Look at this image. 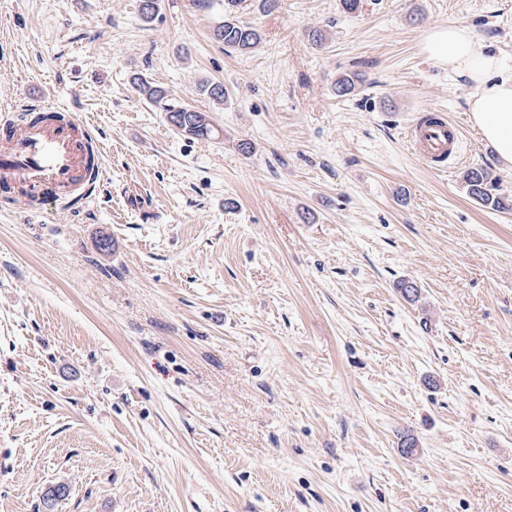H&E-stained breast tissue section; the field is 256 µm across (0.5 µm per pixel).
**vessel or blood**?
I'll use <instances>...</instances> for the list:
<instances>
[{"label":"vessel or blood","instance_id":"obj_1","mask_svg":"<svg viewBox=\"0 0 512 512\" xmlns=\"http://www.w3.org/2000/svg\"><path fill=\"white\" fill-rule=\"evenodd\" d=\"M405 136L425 167L444 173L462 127L432 113L409 122ZM101 173L93 129L53 101L0 116V205L19 204L32 213L87 205L96 199Z\"/></svg>","mask_w":512,"mask_h":512}]
</instances>
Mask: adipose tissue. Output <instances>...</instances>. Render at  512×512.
Segmentation results:
<instances>
[{
  "label": "adipose tissue",
  "instance_id": "adipose-tissue-1",
  "mask_svg": "<svg viewBox=\"0 0 512 512\" xmlns=\"http://www.w3.org/2000/svg\"><path fill=\"white\" fill-rule=\"evenodd\" d=\"M423 50L449 73L466 79L472 125L500 161L512 165V53L485 47L474 27L459 23L430 30Z\"/></svg>",
  "mask_w": 512,
  "mask_h": 512
}]
</instances>
